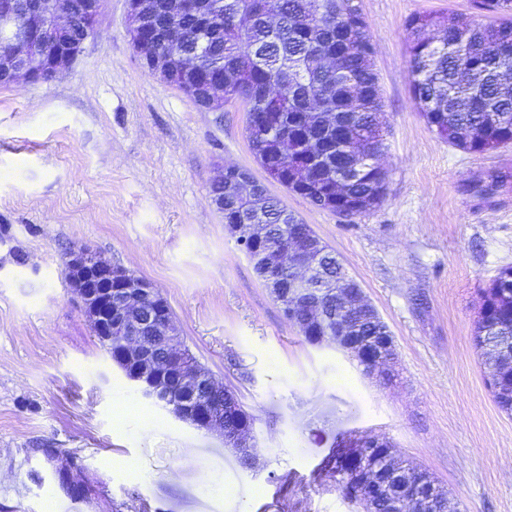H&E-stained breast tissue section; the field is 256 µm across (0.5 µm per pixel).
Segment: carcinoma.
<instances>
[{"label": "carcinoma", "mask_w": 512, "mask_h": 512, "mask_svg": "<svg viewBox=\"0 0 512 512\" xmlns=\"http://www.w3.org/2000/svg\"><path fill=\"white\" fill-rule=\"evenodd\" d=\"M83 0H68L73 34L82 38ZM208 24L183 19L178 54L167 82L201 99L200 87L181 65L197 64L202 74L224 69L226 92L245 99L255 111L265 99L279 102L278 127L248 130L250 148L266 170L288 166L292 193L307 181L329 185L336 212L353 205L362 213L378 205L385 175L376 164L384 147L377 122L382 111L373 47L360 9L351 0H276V21L269 20L266 0H202ZM478 10L493 16L482 22L450 14L411 17L405 26L413 94L428 125L448 144L484 153L512 143V0H475ZM178 0H157L150 25L166 49L167 14ZM271 226L269 243L282 244L300 220L276 197L251 203ZM512 282V267L503 268L484 290L489 314L475 321L472 341L482 361L494 370L490 386L498 407L512 412V363L500 358L512 350V294L498 289ZM354 335L376 339L389 332L382 319L360 312L348 315ZM336 453L328 474L346 491L341 458ZM369 455L413 483L423 476L402 460L395 448L369 449ZM405 512H448V494L436 488L430 503H415Z\"/></svg>", "instance_id": "obj_1"}]
</instances>
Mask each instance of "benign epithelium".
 <instances>
[{
	"label": "benign epithelium",
	"instance_id": "obj_1",
	"mask_svg": "<svg viewBox=\"0 0 512 512\" xmlns=\"http://www.w3.org/2000/svg\"><path fill=\"white\" fill-rule=\"evenodd\" d=\"M105 2L107 0H87L85 3L89 18L87 35H93ZM18 9V0H0V43L5 48L0 51V72L8 75L11 82L23 77L38 83L39 73L44 69L49 70L51 78H57L77 59L83 48V42L70 36L68 6L63 0H39L22 25L16 24ZM129 32L135 52L138 57H143V51L152 48L154 40L132 26ZM202 95L206 98L204 108L224 109V76L208 81L202 87ZM228 176L236 198L251 199L268 194L267 187L245 169L226 166L219 181ZM239 215L240 219L228 225V229L241 245L251 246L246 251L247 257L255 272L263 277L287 320L303 332L313 321L322 322L328 332L336 329L334 342L338 349L368 365L369 374L376 373L384 381L392 379V375L385 371L392 360L389 354L393 347L392 337L386 336L374 344L356 341L348 336L346 324L333 325L322 309L319 297L331 283L322 274L321 258L326 248L321 241L314 239L309 246L288 242L276 249L264 250L261 243L268 238L270 225L261 224L242 211ZM67 266L73 290L83 304L95 336L109 347L114 336L124 344L126 360L134 365V370L126 377L141 397L152 402L165 397L170 400L167 408L177 419L221 434L225 443L236 448L242 456L253 457L252 421L230 432L224 428V408L208 414L197 411L199 397L215 386V379L201 369L185 348L171 311L159 292L146 280L101 260L90 251L70 253ZM277 270L291 271L287 284L275 282L270 277V273ZM340 297L347 310L361 305L371 306L359 286L344 289ZM157 327L163 330L166 338V356L162 362L157 359L153 345L141 339L143 332ZM380 444V439L369 437L346 454V461L355 468V503L361 512H372L373 499L388 486L397 500L405 502V487L397 481V476L381 478L385 471L369 464L360 454V449L375 448Z\"/></svg>",
	"mask_w": 512,
	"mask_h": 512
}]
</instances>
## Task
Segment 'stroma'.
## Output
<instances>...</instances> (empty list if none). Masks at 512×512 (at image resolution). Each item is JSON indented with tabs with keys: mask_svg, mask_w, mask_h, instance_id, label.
Returning <instances> with one entry per match:
<instances>
[{
	"mask_svg": "<svg viewBox=\"0 0 512 512\" xmlns=\"http://www.w3.org/2000/svg\"><path fill=\"white\" fill-rule=\"evenodd\" d=\"M358 4L383 103L385 195L345 218L268 189L388 325L386 385L286 320L211 203L225 165L265 178L247 114L200 108L149 76L126 0H107L59 78L0 85V512H357L313 471L362 435L430 473L452 512H512V416L471 342L481 292L512 266V145L479 154L440 138L414 99L405 40L412 16L477 11ZM79 248L164 297L185 345L253 414L256 470L222 436L144 400L110 360L66 270ZM72 461L80 498L57 479ZM207 472L223 475V497Z\"/></svg>",
	"mask_w": 512,
	"mask_h": 512,
	"instance_id": "obj_1",
	"label": "stroma"
}]
</instances>
